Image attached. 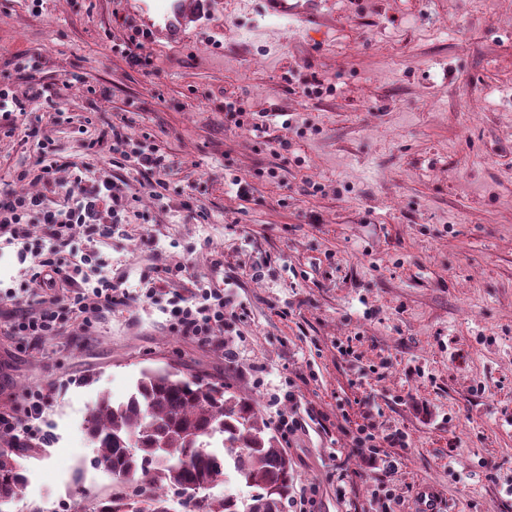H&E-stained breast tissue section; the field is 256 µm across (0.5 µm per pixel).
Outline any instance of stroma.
Segmentation results:
<instances>
[{"label":"stroma","instance_id":"obj_1","mask_svg":"<svg viewBox=\"0 0 512 512\" xmlns=\"http://www.w3.org/2000/svg\"><path fill=\"white\" fill-rule=\"evenodd\" d=\"M135 9L0 0V85L45 90L0 133V179L52 138L63 180L86 166L137 195L99 248L106 271L132 290L161 253L234 315L201 344L133 299L33 341L1 305L0 413L43 388L53 436L8 512L110 499L88 411L166 366L215 384L232 367L267 421L296 412L284 449L316 512H414L423 486L445 512H512V0H323L317 45L260 0H214L185 43H143L152 73L126 55ZM238 99L261 130L225 122ZM116 126L166 153L168 175L89 150ZM1 288L43 292L3 243ZM364 422L405 433L392 477L349 456Z\"/></svg>","mask_w":512,"mask_h":512}]
</instances>
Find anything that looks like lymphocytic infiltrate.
Listing matches in <instances>:
<instances>
[{
	"label": "lymphocytic infiltrate",
	"mask_w": 512,
	"mask_h": 512,
	"mask_svg": "<svg viewBox=\"0 0 512 512\" xmlns=\"http://www.w3.org/2000/svg\"><path fill=\"white\" fill-rule=\"evenodd\" d=\"M51 141H43L32 169L20 172L18 182L32 180L42 184L43 192L30 193L16 184L0 182V237L25 239L27 227L42 225L49 247L40 251L31 267L33 278L45 279L48 292L38 299L35 308L25 310L11 325L14 335L38 339L63 331H82L92 319L126 305L129 297L121 281L101 278L97 286L80 285L74 273L79 265L91 262L95 253L79 250L76 234L87 242L104 243L111 236L112 225L122 223L133 198L126 184L98 182L77 178L78 191L69 195L66 204H50L45 191L60 185L58 166L52 158ZM174 329L200 343L210 342L217 328L224 324V294L204 281L192 283L190 295L175 308ZM405 435L393 431L376 435L372 424L358 425L353 439V455L367 463H381L386 474H394L395 460L382 454V445H404Z\"/></svg>",
	"instance_id": "lymphocytic-infiltrate-1"
}]
</instances>
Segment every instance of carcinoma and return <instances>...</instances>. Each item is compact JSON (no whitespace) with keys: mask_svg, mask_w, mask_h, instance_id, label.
<instances>
[{"mask_svg":"<svg viewBox=\"0 0 512 512\" xmlns=\"http://www.w3.org/2000/svg\"><path fill=\"white\" fill-rule=\"evenodd\" d=\"M86 432L96 463L112 472V499L97 512H171L167 492L185 495L181 512H283L293 489L287 453L255 400L230 383L215 386L178 371L147 369L127 401L103 395ZM27 449L0 448V512L28 483ZM262 496L242 503L208 490L226 468Z\"/></svg>","mask_w":512,"mask_h":512,"instance_id":"1","label":"carcinoma"}]
</instances>
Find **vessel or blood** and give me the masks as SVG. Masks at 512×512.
I'll return each mask as SVG.
<instances>
[{
  "label": "vessel or blood",
  "mask_w": 512,
  "mask_h": 512,
  "mask_svg": "<svg viewBox=\"0 0 512 512\" xmlns=\"http://www.w3.org/2000/svg\"><path fill=\"white\" fill-rule=\"evenodd\" d=\"M139 27L150 42L179 43L205 15L213 0H139ZM322 0H263L264 12L272 19H297L299 37L315 40L322 32L318 9Z\"/></svg>",
  "instance_id": "b4317fda"
}]
</instances>
